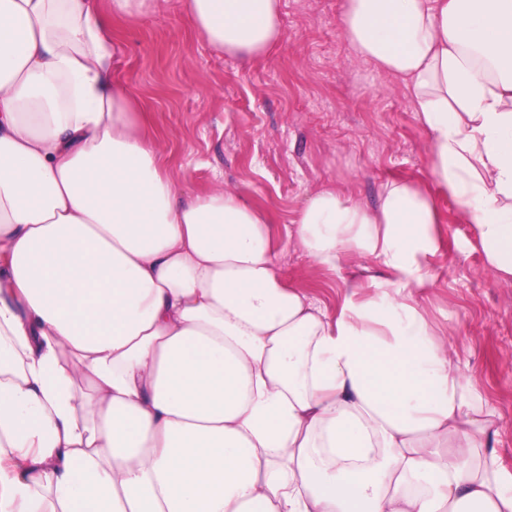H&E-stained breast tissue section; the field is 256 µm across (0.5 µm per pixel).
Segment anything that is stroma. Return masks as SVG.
<instances>
[{"mask_svg": "<svg viewBox=\"0 0 512 512\" xmlns=\"http://www.w3.org/2000/svg\"><path fill=\"white\" fill-rule=\"evenodd\" d=\"M341 0H282L280 41L244 64L212 50L181 19L179 0L119 26L115 76L140 100L174 177L196 191L221 186L272 218L282 275L336 312L358 264L319 269L286 252V228L306 195L334 184L373 204L391 178L430 182L428 135L400 85L354 55ZM444 250L422 303L457 348L464 377L501 414L495 446L512 470V287L476 249L477 230L440 196Z\"/></svg>", "mask_w": 512, "mask_h": 512, "instance_id": "obj_1", "label": "stroma"}]
</instances>
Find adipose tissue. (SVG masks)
<instances>
[{
    "mask_svg": "<svg viewBox=\"0 0 512 512\" xmlns=\"http://www.w3.org/2000/svg\"><path fill=\"white\" fill-rule=\"evenodd\" d=\"M161 0H0V512H512L497 412L420 305L434 193L327 185L288 243L368 257L336 313L288 287L269 221L166 168L113 76ZM243 61L281 0H180ZM356 57L403 83L433 182L512 286V0H341Z\"/></svg>",
    "mask_w": 512,
    "mask_h": 512,
    "instance_id": "ef3b65f1",
    "label": "adipose tissue"
}]
</instances>
